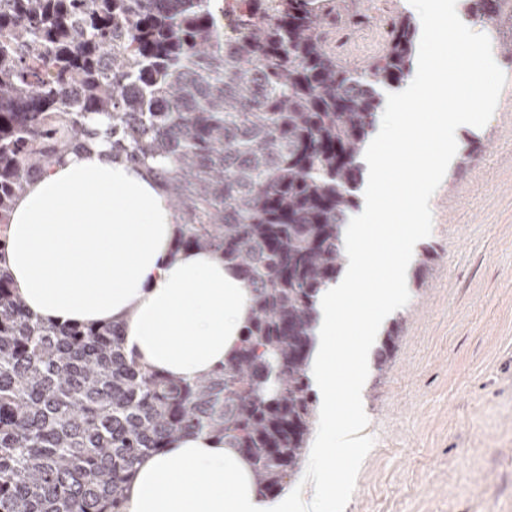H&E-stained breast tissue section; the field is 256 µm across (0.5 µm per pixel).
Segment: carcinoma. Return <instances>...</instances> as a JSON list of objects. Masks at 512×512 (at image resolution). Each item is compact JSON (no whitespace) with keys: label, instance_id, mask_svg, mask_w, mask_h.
<instances>
[{"label":"carcinoma","instance_id":"obj_1","mask_svg":"<svg viewBox=\"0 0 512 512\" xmlns=\"http://www.w3.org/2000/svg\"><path fill=\"white\" fill-rule=\"evenodd\" d=\"M325 0H0V225L49 165L104 137L165 181L174 250L219 252L252 294L224 368L192 383L141 366L112 325L35 317L0 271V512H121L136 463L208 431L261 496L300 471L315 422L317 299L338 278L360 158L417 25L341 64ZM501 0H465L495 25Z\"/></svg>","mask_w":512,"mask_h":512}]
</instances>
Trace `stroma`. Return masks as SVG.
<instances>
[{
    "instance_id": "1",
    "label": "stroma",
    "mask_w": 512,
    "mask_h": 512,
    "mask_svg": "<svg viewBox=\"0 0 512 512\" xmlns=\"http://www.w3.org/2000/svg\"><path fill=\"white\" fill-rule=\"evenodd\" d=\"M352 27L339 58L361 66L380 54L394 16L411 0H333ZM468 49L494 58L487 91L469 96L478 117L429 199L431 228L401 285L389 323L399 337L384 364L362 372L358 407L371 450L340 512H512V16L493 32L466 19Z\"/></svg>"
}]
</instances>
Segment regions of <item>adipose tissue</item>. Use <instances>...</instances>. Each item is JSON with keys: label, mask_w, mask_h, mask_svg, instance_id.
I'll use <instances>...</instances> for the list:
<instances>
[{"label": "adipose tissue", "mask_w": 512, "mask_h": 512, "mask_svg": "<svg viewBox=\"0 0 512 512\" xmlns=\"http://www.w3.org/2000/svg\"><path fill=\"white\" fill-rule=\"evenodd\" d=\"M419 15L430 42H447L448 60L421 67L415 84L388 99L378 144L364 158L374 175L369 199L344 230L345 272L319 294L308 371L319 397L312 497L260 496L245 457L202 431L140 458L123 512H339L336 485L350 481L362 440L358 420L343 412L356 385L342 382L336 363L367 364L374 331L404 303L401 275L429 230L427 204L444 157L473 120L471 101L458 88L480 86L493 71L487 57L463 52L469 35L449 31L446 11L433 0H421ZM419 98L434 111H413ZM393 169L403 184L422 185L403 205L386 185ZM395 215L401 223L393 231L388 221ZM178 222L165 188L145 167L113 159L110 143L99 141L47 167L16 200L0 269L41 320L120 326L126 353L140 365L192 382L223 367L252 298L220 253L174 250ZM375 252L387 264L378 272L380 288L371 291L366 271ZM349 303L363 310L344 341L337 312Z\"/></svg>", "instance_id": "1"}]
</instances>
